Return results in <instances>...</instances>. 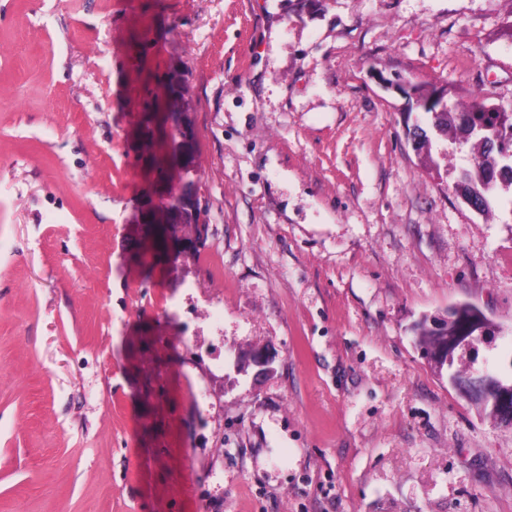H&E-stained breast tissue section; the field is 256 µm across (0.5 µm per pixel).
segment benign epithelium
<instances>
[{"label":"benign epithelium","instance_id":"1","mask_svg":"<svg viewBox=\"0 0 512 512\" xmlns=\"http://www.w3.org/2000/svg\"><path fill=\"white\" fill-rule=\"evenodd\" d=\"M185 97L186 93L183 92L178 96L170 95L160 99L156 115L163 132L159 137L155 164L152 165L153 177L157 179H160L159 170L161 169L170 172L192 167L188 143L193 139L194 126L191 113L186 108ZM171 109L182 113V122L177 127L166 121V114ZM198 209V195L194 193L189 196L187 211H169L153 204L137 224L163 229L168 244L167 257L174 260L199 246L202 241V237L198 236V231L203 229L201 217L197 216ZM488 336H490L488 330L479 323L475 324L472 331L467 334L450 336L448 351L441 355L439 360L448 367V382L452 388L465 397L479 398L485 403L491 402L490 419L500 425L512 426V395L497 391L494 376L483 373L458 379L453 374L457 350L473 349L477 343Z\"/></svg>","mask_w":512,"mask_h":512}]
</instances>
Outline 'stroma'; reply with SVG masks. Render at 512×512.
Instances as JSON below:
<instances>
[{
    "label": "stroma",
    "mask_w": 512,
    "mask_h": 512,
    "mask_svg": "<svg viewBox=\"0 0 512 512\" xmlns=\"http://www.w3.org/2000/svg\"><path fill=\"white\" fill-rule=\"evenodd\" d=\"M167 75L208 231L148 272ZM400 78L512 109V0H0V512H512L413 332L469 302L459 369L512 361V192H455Z\"/></svg>",
    "instance_id": "1"
}]
</instances>
